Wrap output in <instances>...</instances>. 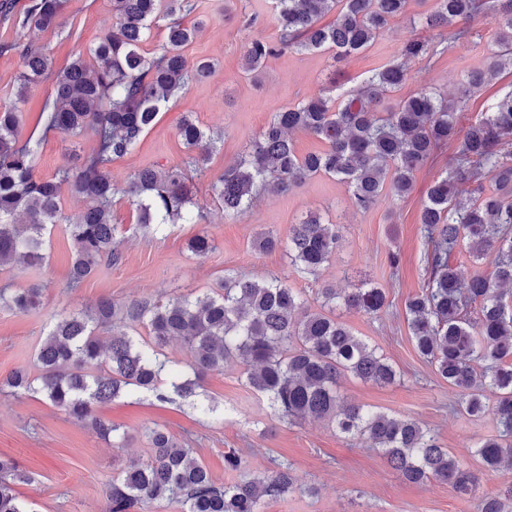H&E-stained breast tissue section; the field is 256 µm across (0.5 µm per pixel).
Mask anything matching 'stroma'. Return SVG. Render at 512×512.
Segmentation results:
<instances>
[{
	"label": "stroma",
	"mask_w": 512,
	"mask_h": 512,
	"mask_svg": "<svg viewBox=\"0 0 512 512\" xmlns=\"http://www.w3.org/2000/svg\"><path fill=\"white\" fill-rule=\"evenodd\" d=\"M32 0H9L11 15L0 14V100L15 91L21 68L19 55L4 46L16 37V16ZM196 10L184 18L206 24L183 49L188 63L209 58L214 74L191 84L185 93L161 110L156 124L137 148L110 167L117 189L112 222L123 254L120 264H101L80 287L68 288L72 242L62 229L49 239L48 259L39 270L20 267L0 271V289L13 292L41 286L38 311L21 314L0 305V379L14 369L32 366L37 348L63 315L90 311L101 297H111L118 308L141 299L166 300L198 295L226 274L245 277L276 275L306 298L319 288H348L365 280L383 288L387 308L376 316L351 312L344 321L358 338L375 346L401 374L399 385L381 387L349 376L340 392L349 401L369 409L408 417L430 430L441 446L464 453L478 441L495 435L493 414L473 419L455 410V390L440 379L415 349L405 320L406 300L418 293L428 277L425 238L419 220L432 182L448 160L440 153L416 175L412 192L404 200L383 199L366 211L352 207L346 187L335 178L319 175L292 193L263 194L254 206L228 220L210 193V183L246 150L271 116L297 102L325 95L328 87L343 94L355 90L369 71L395 59L412 31L417 13L426 9L412 0L371 47L341 64L329 54L288 52L269 58L260 82L243 71L248 38L276 39L278 31L271 0H194ZM254 16L252 28H243L241 14ZM112 23V0H67L55 28L36 33L49 47L56 67H64L77 49L93 45ZM478 35L465 48L444 54L433 64L416 62L411 80L401 90L409 95L421 88L453 93L467 71L483 67L497 49L495 24L481 23ZM52 80L32 86L23 106L19 141L40 143L36 174L53 177L71 151L91 153L92 132L69 137L45 132V116L52 101ZM193 113L203 129L223 131L224 140L208 167L189 175V183L204 218L198 224H170L159 233L140 228L137 213L122 194L130 174L153 165H184L187 151L176 135L185 113ZM309 213L338 225L341 241L331 262L318 278L296 273L283 251L260 252L251 243L258 232L273 231L287 237L291 226ZM208 231L215 249L195 257L189 241ZM400 253L399 268L388 263L389 251ZM239 364L208 373L196 396H171L162 402L152 394L126 395L100 408L101 417L125 433L123 447H113L89 426L52 407L42 395L19 398L0 393V457L19 463L32 476L16 486L18 498L31 512H106L107 490L114 475L150 453L146 427L165 428L181 445L191 448L216 484L239 478L224 466V453L239 451L249 472L262 474L274 464L289 465L296 485L287 494L265 501L262 512H478L480 496L504 495L512 490V465L484 480L477 495L461 496L451 484L438 480L404 481L370 447L369 440H349L334 426L320 421L292 424L271 412L266 398L243 383Z\"/></svg>",
	"instance_id": "stroma-1"
}]
</instances>
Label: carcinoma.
Wrapping results in <instances>:
<instances>
[{
	"instance_id": "1",
	"label": "carcinoma",
	"mask_w": 512,
	"mask_h": 512,
	"mask_svg": "<svg viewBox=\"0 0 512 512\" xmlns=\"http://www.w3.org/2000/svg\"><path fill=\"white\" fill-rule=\"evenodd\" d=\"M421 33L409 37L397 58L372 71L354 94L299 101L273 115L251 140L247 151L224 166L211 184L213 199L233 217L251 207L269 181L288 193L319 174L347 187L353 206L366 211L381 199H404L416 173L448 141L459 139L448 157L445 175L428 189L420 223L424 224L428 278L405 303V315L417 351L436 374L457 392V410L485 415L481 389L497 398L498 435L457 455L439 445L431 432L409 418L349 404L340 379L350 374L389 386L400 373L353 334L336 311L376 315L386 306L383 289L361 282L352 288H322L314 302L275 275L244 278L226 275L194 299L138 301L123 313L132 332L115 330L112 298H100L90 313L58 319L36 352L39 374L20 367L0 381L12 396L40 393L54 407L97 434L122 442L117 427L96 414V407L133 391L168 400L165 377L181 397L194 395L202 375L227 363L243 366L244 384L267 398L280 418L303 422L327 420L336 430L369 439L404 480L436 479L460 493L475 492L481 479L512 465V94L506 95L458 128V114L470 97L505 66H512V0H422ZM66 0H34L17 22L10 49L19 54L14 99L0 103V271L11 264L39 268L46 260V237L59 225L73 245L68 287L77 288L101 262L122 258L112 224L114 188L109 166L130 154L152 127L163 106L194 81L206 79L213 61L189 68L182 49L198 27L175 16L190 13V0H112V24L89 53L79 50L56 73L46 128L64 135L91 130L97 146L87 156L69 157L54 178L36 176L39 144L17 145L26 90L54 68L47 47L28 33L56 26ZM409 0H274L279 36L247 42L243 70L259 79L266 61L285 52L333 51L342 62L367 49L395 18L406 14ZM331 15L327 23L322 19ZM170 17L160 53L146 56L142 44L159 20ZM489 21L501 30L500 51L482 69L472 70L456 96L448 99L420 89L381 112L371 110L410 79L409 64L429 62L438 52H453L473 42V24ZM307 131L326 144L319 153L300 156L289 132ZM177 136L190 153L188 165L199 170L210 160L223 133L205 131L190 114ZM494 189L486 191L485 182ZM86 206L73 222L63 215L62 190ZM146 232L167 224H190L202 217L194 201L187 169L144 167L124 189ZM334 224L318 215L301 218L287 239L260 232L252 246L260 252L280 249L295 271L316 276L339 246ZM476 260L495 253L494 271H474L463 279L449 263L461 246ZM198 258L214 249L203 231L189 244ZM19 313L40 306L41 288L33 285L0 300ZM477 312H472V309ZM476 317H471V314ZM148 336L133 335L137 327ZM111 333L102 340L99 330ZM179 339L192 357L193 377L170 368L165 348ZM147 461L112 477L108 512H150L163 500L181 503L183 512H260L267 498L293 488L286 465L258 477L243 475L218 486L193 450L163 428L148 429ZM31 481L28 472L0 458V512H26L15 486ZM480 512H512V493L482 499Z\"/></svg>"
}]
</instances>
